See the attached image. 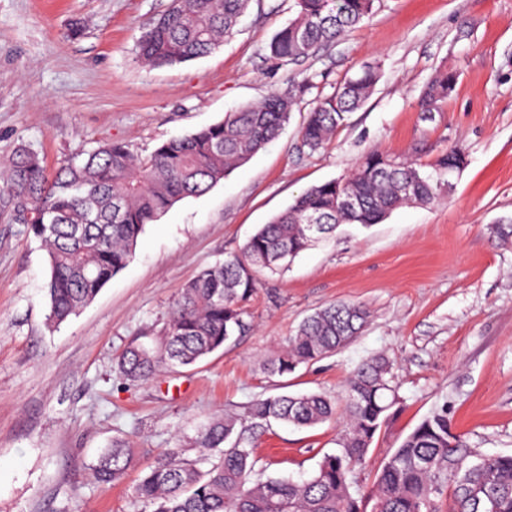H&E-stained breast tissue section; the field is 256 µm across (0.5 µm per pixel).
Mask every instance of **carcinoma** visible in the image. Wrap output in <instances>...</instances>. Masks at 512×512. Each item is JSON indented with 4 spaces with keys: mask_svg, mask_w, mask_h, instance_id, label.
<instances>
[{
    "mask_svg": "<svg viewBox=\"0 0 512 512\" xmlns=\"http://www.w3.org/2000/svg\"><path fill=\"white\" fill-rule=\"evenodd\" d=\"M248 2L171 0L138 39V60L171 67L211 53L233 34ZM374 3L296 0L297 16L272 38L270 57L293 61L315 53L369 17ZM379 77L378 66L364 65L320 99L301 129L302 145L311 153L323 149L367 102ZM456 81L454 72L436 74L423 91V112L439 111ZM291 105L290 96L270 95L140 158L122 142H102L81 162H65L52 175L36 152L19 149L0 178V191L9 197L14 220L26 225L47 252L49 323L66 321L125 268L146 225L176 202L206 193L277 138ZM463 156L454 146L424 166L373 151L347 176L308 188L261 225L240 253L190 281L172 306L160 342L131 343L119 357L121 372L130 381H144L161 365L190 366L223 348L250 328L247 303L259 272L276 270L341 224L367 227L402 205L437 201L464 169ZM345 191L355 200L352 209L337 207L336 197ZM367 318L363 306L347 302L315 311L268 362L267 371L284 376L333 355ZM347 392L346 430L338 450L325 455L305 480L252 481V452L238 431L239 420L226 416L196 438L198 447L217 451L209 469L200 470L171 448L139 477L134 494L152 512H439L437 494L450 483L448 512H512V455L474 454L460 437L448 450L450 422L444 411L405 436L378 471L374 490L361 493L351 475L365 463L398 404L392 363L384 357L365 361L348 379ZM337 415L336 405L320 393L270 395L250 407L254 420L296 427H314ZM132 460V450L115 441L92 470L99 483L114 484Z\"/></svg>",
    "mask_w": 512,
    "mask_h": 512,
    "instance_id": "1",
    "label": "carcinoma"
}]
</instances>
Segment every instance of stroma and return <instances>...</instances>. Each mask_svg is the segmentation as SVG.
I'll list each match as a JSON object with an SVG mask.
<instances>
[{"label": "stroma", "mask_w": 512, "mask_h": 512, "mask_svg": "<svg viewBox=\"0 0 512 512\" xmlns=\"http://www.w3.org/2000/svg\"><path fill=\"white\" fill-rule=\"evenodd\" d=\"M295 0H249L234 34L208 56L141 64L135 45L171 0H0V171L21 148L48 168L104 140L136 155L295 91L285 130L208 192L147 225L127 267L79 314L47 321L46 251L15 223L0 193V512H151L132 487L167 449L197 460L198 431L258 397L317 392L336 402L367 358L394 365L399 404L355 486L374 488L382 462L435 410L483 455L512 454V0H376L373 14L297 62L269 57ZM81 22L76 38L67 32ZM380 67L368 102L323 149L300 130L319 98L363 65ZM458 80L432 119L420 96L436 72ZM460 146L466 166L439 202L410 204L370 227L344 224L277 271L260 273L252 328L201 363L127 380L117 360L157 343L184 286L240 252L304 189L348 175L379 151L430 163ZM336 302L364 306V330L336 354L270 375L266 363L302 320ZM344 431L255 429L254 476L302 479ZM135 460L103 486L91 465L113 440Z\"/></svg>", "instance_id": "35a3bbf8"}]
</instances>
